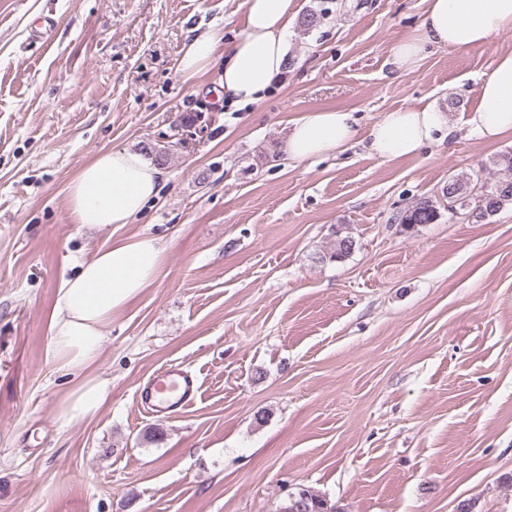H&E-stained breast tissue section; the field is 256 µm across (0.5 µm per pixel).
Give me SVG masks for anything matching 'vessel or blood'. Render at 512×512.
<instances>
[{
    "label": "vessel or blood",
    "mask_w": 512,
    "mask_h": 512,
    "mask_svg": "<svg viewBox=\"0 0 512 512\" xmlns=\"http://www.w3.org/2000/svg\"><path fill=\"white\" fill-rule=\"evenodd\" d=\"M200 388L195 376L178 364L166 366L138 389L142 404L161 414H171L195 403Z\"/></svg>",
    "instance_id": "1"
}]
</instances>
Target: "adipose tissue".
I'll list each match as a JSON object with an SVG mask.
<instances>
[{
	"mask_svg": "<svg viewBox=\"0 0 512 512\" xmlns=\"http://www.w3.org/2000/svg\"><path fill=\"white\" fill-rule=\"evenodd\" d=\"M425 14L416 37L394 48L399 70L412 69L426 46L467 49L485 45L498 33L512 31V0H424ZM244 26L232 44L216 30L187 42L178 62L190 82L222 65L219 89L228 107L260 102L287 63L288 34L298 10L296 0H244ZM465 125L486 142L512 134V50L501 53L479 84L477 103ZM450 127L448 116L432 105H409L384 114L361 133L352 112L323 109L296 117L283 143L293 161L303 163L333 154L366 136L368 149L391 161L416 156ZM164 172L151 157L126 148L98 153L66 187L73 223L127 224L156 197ZM164 263V249L151 236L114 240L80 262L75 277L58 289L50 319L49 354L60 371L79 381L55 410L63 426L90 419L106 403L109 385L93 371L113 317L152 287Z\"/></svg>",
	"mask_w": 512,
	"mask_h": 512,
	"instance_id": "ef3b65f1",
	"label": "adipose tissue"
}]
</instances>
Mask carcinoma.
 Returning <instances> with one entry per match:
<instances>
[{
	"label": "carcinoma",
	"instance_id": "obj_1",
	"mask_svg": "<svg viewBox=\"0 0 512 512\" xmlns=\"http://www.w3.org/2000/svg\"><path fill=\"white\" fill-rule=\"evenodd\" d=\"M493 165L501 174L494 180L481 176L476 171L471 175H458L448 180L442 194L448 202L460 201L467 217L475 221L485 220L508 205L512 206V152H504L493 159ZM441 217L437 202L430 198L418 199L408 205L398 216L399 223L434 224ZM329 249L318 253L317 260L324 262L340 261L348 257L355 239L344 224L332 228ZM276 512H339L336 505L310 488H297L289 492L278 505Z\"/></svg>",
	"mask_w": 512,
	"mask_h": 512
}]
</instances>
